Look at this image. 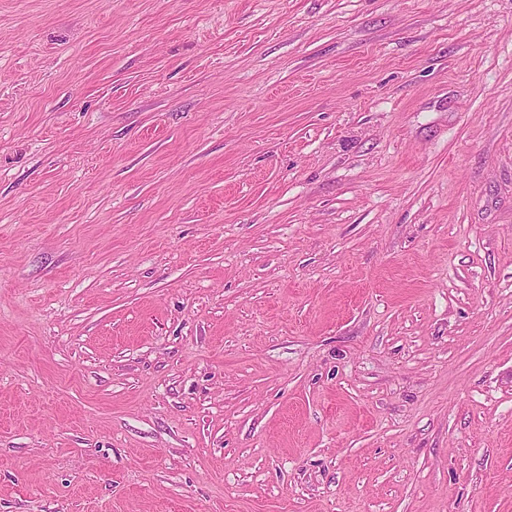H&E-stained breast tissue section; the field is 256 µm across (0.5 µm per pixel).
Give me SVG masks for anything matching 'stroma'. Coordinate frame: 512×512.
Returning a JSON list of instances; mask_svg holds the SVG:
<instances>
[{"label": "stroma", "mask_w": 512, "mask_h": 512, "mask_svg": "<svg viewBox=\"0 0 512 512\" xmlns=\"http://www.w3.org/2000/svg\"><path fill=\"white\" fill-rule=\"evenodd\" d=\"M0 512H512V0H0Z\"/></svg>", "instance_id": "35a3bbf8"}]
</instances>
